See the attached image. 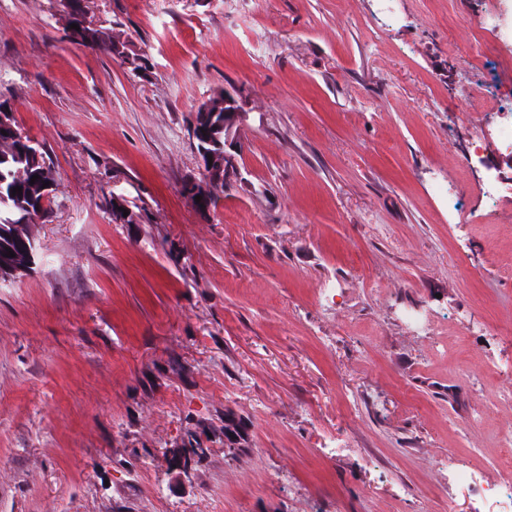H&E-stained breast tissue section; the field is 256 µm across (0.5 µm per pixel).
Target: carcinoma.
Returning <instances> with one entry per match:
<instances>
[{"instance_id": "carcinoma-1", "label": "carcinoma", "mask_w": 512, "mask_h": 512, "mask_svg": "<svg viewBox=\"0 0 512 512\" xmlns=\"http://www.w3.org/2000/svg\"><path fill=\"white\" fill-rule=\"evenodd\" d=\"M79 44L112 53V31L90 25L74 31ZM206 132L205 147L215 157L217 170L224 166V126L221 99L212 98ZM12 108L0 102V267H29L34 258L35 242L33 227L46 220L50 211V197L43 184L55 180L54 170L46 152L33 146L11 115ZM6 134H1V131ZM38 176L31 181L32 176ZM15 187L21 193L12 194ZM197 194L201 195L198 206L204 208L224 195V181H204L198 184ZM14 256H6L7 251ZM224 439L237 448L247 440L245 428L236 421L230 411L224 412Z\"/></svg>"}]
</instances>
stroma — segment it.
I'll use <instances>...</instances> for the list:
<instances>
[{
	"mask_svg": "<svg viewBox=\"0 0 512 512\" xmlns=\"http://www.w3.org/2000/svg\"><path fill=\"white\" fill-rule=\"evenodd\" d=\"M496 3L512 24V0H90L134 73L59 0H0V101L57 180L0 280V512H496L448 489L498 479L512 429V198L471 158L512 110ZM226 92L239 174L201 209L192 119ZM88 27H81L80 31L74 29V39L73 41L79 43L80 45L90 47L93 49H98L108 54H112V43H113V35L112 31L109 29L101 28L100 26H94L88 23ZM80 38L81 40H76ZM225 439L229 441V444L225 442ZM247 440V433L245 428L236 421L234 415L230 411L224 413V445L226 448H239L242 442ZM239 448L238 451H240Z\"/></svg>",
	"mask_w": 512,
	"mask_h": 512,
	"instance_id": "1",
	"label": "stroma"
}]
</instances>
